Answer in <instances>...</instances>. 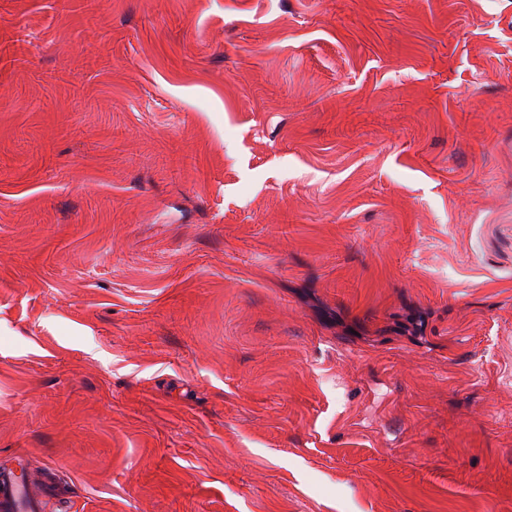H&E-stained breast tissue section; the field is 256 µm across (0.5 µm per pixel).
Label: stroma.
I'll return each mask as SVG.
<instances>
[{
  "label": "stroma",
  "mask_w": 512,
  "mask_h": 512,
  "mask_svg": "<svg viewBox=\"0 0 512 512\" xmlns=\"http://www.w3.org/2000/svg\"><path fill=\"white\" fill-rule=\"evenodd\" d=\"M68 512H512V0H0V468Z\"/></svg>",
  "instance_id": "obj_1"
}]
</instances>
